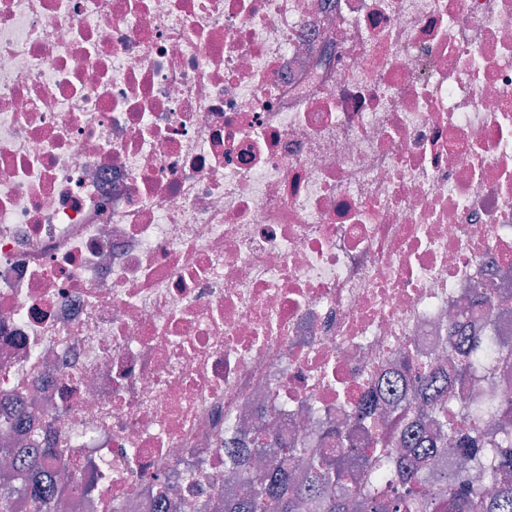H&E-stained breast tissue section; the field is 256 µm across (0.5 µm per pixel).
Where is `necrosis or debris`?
Listing matches in <instances>:
<instances>
[{"label": "necrosis or debris", "mask_w": 512, "mask_h": 512, "mask_svg": "<svg viewBox=\"0 0 512 512\" xmlns=\"http://www.w3.org/2000/svg\"><path fill=\"white\" fill-rule=\"evenodd\" d=\"M510 263L512 0H0V398L92 512H213L229 414L330 450Z\"/></svg>", "instance_id": "1"}]
</instances>
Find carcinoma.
<instances>
[{
    "instance_id": "cac0c4a2",
    "label": "carcinoma",
    "mask_w": 512,
    "mask_h": 512,
    "mask_svg": "<svg viewBox=\"0 0 512 512\" xmlns=\"http://www.w3.org/2000/svg\"><path fill=\"white\" fill-rule=\"evenodd\" d=\"M450 348L461 350L449 366L416 363V382L387 403L397 418L411 417L398 440L388 436L395 423L382 419L379 403L368 393L358 400L356 426L367 433L365 446L353 448L336 431V448L328 455L301 441L273 448L271 435L255 429L252 447L244 452L225 449L228 485L219 512H512V407L491 397L478 405L460 403L448 409V392L464 378L499 363L512 361V350L493 336L448 337ZM27 441L7 435L0 456L24 458L20 472L5 470L0 482V512H13L15 498L36 512H57L70 487L45 471L41 457L52 456L81 472L73 449L34 448L23 456ZM374 475L375 485L353 489L351 468Z\"/></svg>"
}]
</instances>
